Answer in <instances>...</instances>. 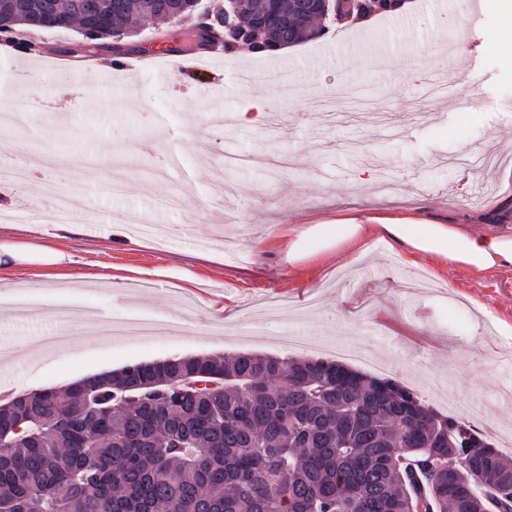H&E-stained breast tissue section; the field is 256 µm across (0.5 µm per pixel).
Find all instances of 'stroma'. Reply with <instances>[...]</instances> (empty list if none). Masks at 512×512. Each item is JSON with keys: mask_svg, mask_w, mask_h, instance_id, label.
I'll use <instances>...</instances> for the list:
<instances>
[{"mask_svg": "<svg viewBox=\"0 0 512 512\" xmlns=\"http://www.w3.org/2000/svg\"><path fill=\"white\" fill-rule=\"evenodd\" d=\"M461 0H408L399 24L369 17L289 47L270 64L285 91L241 87L244 52L197 62L194 19L144 22L127 42L136 54L165 43L173 60L139 73H111V57L78 30L38 31L34 56L0 54V109H27L24 130L0 127V155L58 168L46 187L0 185L15 214L49 208L66 194L96 227L67 237L73 261L61 279L26 267L0 288V390L61 387L60 371L98 362L121 367L200 353L209 328L223 355L387 362L392 379L439 411L469 407L481 435L512 456V338L479 306L512 323V269L478 276L424 257L400 264L387 243L304 281L303 261L276 244L289 228L375 216L415 222L512 226L493 204L512 198V47L493 41L500 15L486 0L467 27ZM64 58L57 71L40 55ZM77 95L46 108L61 86ZM263 98L270 115L245 127L235 114ZM489 152L508 164L463 172L459 158ZM230 297L222 322L210 300ZM92 308L106 322L131 316L168 327L109 340L63 316ZM68 345L29 358L33 337Z\"/></svg>", "mask_w": 512, "mask_h": 512, "instance_id": "35a3bbf8", "label": "stroma"}]
</instances>
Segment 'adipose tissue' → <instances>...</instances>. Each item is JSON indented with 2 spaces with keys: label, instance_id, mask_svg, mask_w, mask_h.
Here are the masks:
<instances>
[{
  "label": "adipose tissue",
  "instance_id": "obj_1",
  "mask_svg": "<svg viewBox=\"0 0 512 512\" xmlns=\"http://www.w3.org/2000/svg\"><path fill=\"white\" fill-rule=\"evenodd\" d=\"M72 225L47 232L38 244L0 239V278L8 277L23 266L48 270L64 268L72 256L61 248L62 233L72 232ZM379 240H390L406 247L411 257L430 255L452 266H461L483 273L512 268V232L477 233L461 224H420L391 217L376 218L374 224H317L288 240L289 261L304 260L309 275H317L323 261L324 247L313 244L312 236L333 240L337 251L363 246L368 234Z\"/></svg>",
  "mask_w": 512,
  "mask_h": 512
}]
</instances>
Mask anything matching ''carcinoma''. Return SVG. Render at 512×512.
Segmentation results:
<instances>
[{
    "label": "carcinoma",
    "mask_w": 512,
    "mask_h": 512,
    "mask_svg": "<svg viewBox=\"0 0 512 512\" xmlns=\"http://www.w3.org/2000/svg\"><path fill=\"white\" fill-rule=\"evenodd\" d=\"M113 18L131 30L147 0ZM402 4L345 0L336 20ZM499 512L512 461L336 361L196 354L0 405V512Z\"/></svg>",
    "instance_id": "obj_1"
}]
</instances>
